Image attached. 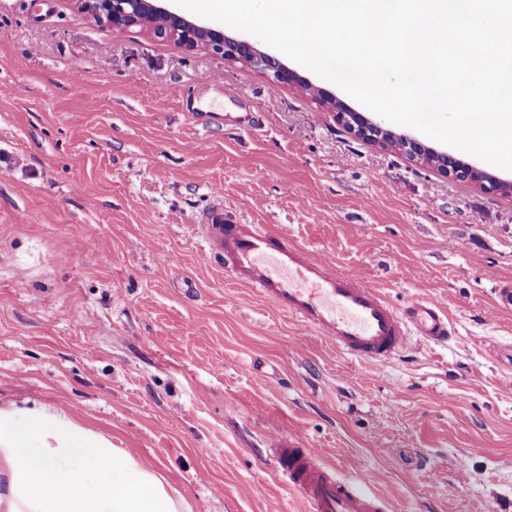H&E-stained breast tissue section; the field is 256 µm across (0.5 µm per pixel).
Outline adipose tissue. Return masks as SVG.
I'll list each match as a JSON object with an SVG mask.
<instances>
[{
    "label": "adipose tissue",
    "instance_id": "obj_1",
    "mask_svg": "<svg viewBox=\"0 0 512 512\" xmlns=\"http://www.w3.org/2000/svg\"><path fill=\"white\" fill-rule=\"evenodd\" d=\"M165 477L77 417L0 404V512H184Z\"/></svg>",
    "mask_w": 512,
    "mask_h": 512
}]
</instances>
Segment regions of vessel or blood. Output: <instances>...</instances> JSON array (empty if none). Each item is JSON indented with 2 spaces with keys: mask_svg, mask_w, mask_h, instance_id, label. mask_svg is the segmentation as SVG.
<instances>
[{
  "mask_svg": "<svg viewBox=\"0 0 512 512\" xmlns=\"http://www.w3.org/2000/svg\"><path fill=\"white\" fill-rule=\"evenodd\" d=\"M195 224L206 255L235 283L362 363L398 357L412 337L438 339L448 333L441 304L423 301L397 309L380 289L338 271L316 249L266 225L244 223L225 207L222 191H214L211 206ZM275 461L282 477L304 495L308 512H381L384 506L367 492L368 476L355 485L342 482L317 465L311 449L284 445Z\"/></svg>",
  "mask_w": 512,
  "mask_h": 512,
  "instance_id": "b4317fda",
  "label": "vessel or blood"
}]
</instances>
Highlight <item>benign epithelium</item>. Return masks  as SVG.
Listing matches in <instances>:
<instances>
[{
    "label": "benign epithelium",
    "mask_w": 512,
    "mask_h": 512,
    "mask_svg": "<svg viewBox=\"0 0 512 512\" xmlns=\"http://www.w3.org/2000/svg\"><path fill=\"white\" fill-rule=\"evenodd\" d=\"M96 22L114 30L126 31L139 26L137 16L148 12L154 18V31L167 36L178 44L194 49L203 47L210 52L224 56L227 61H243L273 74V77L288 86L303 87L306 81L296 72L281 63L276 57L257 50L245 40L230 38L224 31L197 25L184 16L157 4V0H74ZM336 120L357 137L378 145L397 134L371 120L342 102H337ZM401 152L412 160L425 163L435 157L434 168L438 171L477 185L482 191L499 193L506 182L471 165L464 164L443 152H437L419 140L403 135Z\"/></svg>",
    "instance_id": "7a95c632"
}]
</instances>
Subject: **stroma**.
<instances>
[{"label":"stroma","instance_id":"1","mask_svg":"<svg viewBox=\"0 0 512 512\" xmlns=\"http://www.w3.org/2000/svg\"><path fill=\"white\" fill-rule=\"evenodd\" d=\"M216 189L393 305H445L447 341L371 367L233 285L192 225ZM509 279L512 193L247 63L0 0V402L83 417L190 512H306L278 439L387 512H512ZM336 102L338 105V109H336L337 122L365 141L384 145L386 144V138L400 137L401 152L412 160L419 163H427L430 155H434L433 167L438 171L460 180L469 181L477 185L484 192L501 193L502 187H509L511 184L474 165L461 163L447 153L437 152L413 137L397 135L374 122L365 114L350 108L340 101Z\"/></svg>","mask_w":512,"mask_h":512}]
</instances>
